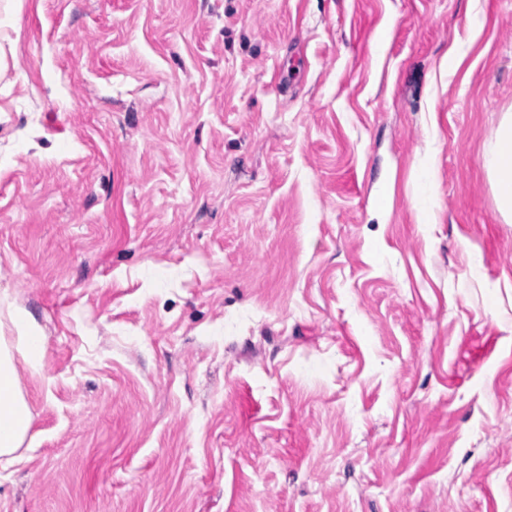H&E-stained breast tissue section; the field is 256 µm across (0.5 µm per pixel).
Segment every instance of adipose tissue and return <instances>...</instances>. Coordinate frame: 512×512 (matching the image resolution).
Returning <instances> with one entry per match:
<instances>
[{
  "mask_svg": "<svg viewBox=\"0 0 512 512\" xmlns=\"http://www.w3.org/2000/svg\"><path fill=\"white\" fill-rule=\"evenodd\" d=\"M485 164L494 179L498 208L512 222V115L496 132L494 147ZM10 321L17 333L15 340L0 336V470L23 462V446L32 423L29 405L21 389L17 358H24L35 371L42 368L45 338L19 312H11Z\"/></svg>",
  "mask_w": 512,
  "mask_h": 512,
  "instance_id": "obj_1",
  "label": "adipose tissue"
}]
</instances>
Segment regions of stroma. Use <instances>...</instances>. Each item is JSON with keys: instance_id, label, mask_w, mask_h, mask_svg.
Returning a JSON list of instances; mask_svg holds the SVG:
<instances>
[{"instance_id": "35a3bbf8", "label": "stroma", "mask_w": 512, "mask_h": 512, "mask_svg": "<svg viewBox=\"0 0 512 512\" xmlns=\"http://www.w3.org/2000/svg\"><path fill=\"white\" fill-rule=\"evenodd\" d=\"M0 57V512H512V0H0ZM485 164L494 179L498 208L510 224L512 222V115L510 113L496 132L492 153ZM17 333L15 343L0 336V470L7 471L26 458L22 448L32 423L21 389L14 351L33 371L42 368L45 337L19 312L10 313Z\"/></svg>"}]
</instances>
